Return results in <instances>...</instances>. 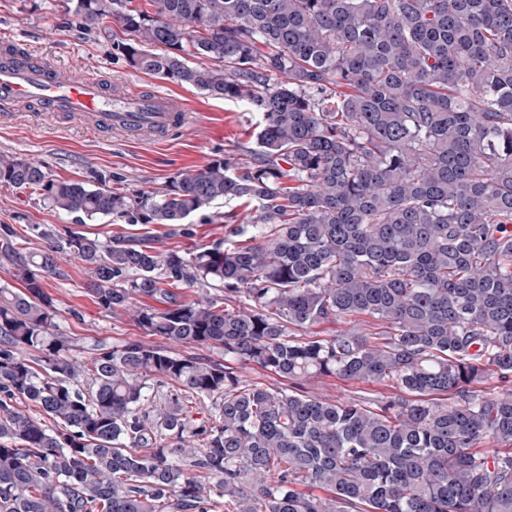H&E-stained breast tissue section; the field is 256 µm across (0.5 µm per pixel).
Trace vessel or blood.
<instances>
[{"label":"vessel or blood","instance_id":"vessel-or-blood-1","mask_svg":"<svg viewBox=\"0 0 512 512\" xmlns=\"http://www.w3.org/2000/svg\"><path fill=\"white\" fill-rule=\"evenodd\" d=\"M18 112H59L109 134L149 131L166 137L188 128L185 104L178 98L98 73L67 75L42 57L0 41V120Z\"/></svg>","mask_w":512,"mask_h":512}]
</instances>
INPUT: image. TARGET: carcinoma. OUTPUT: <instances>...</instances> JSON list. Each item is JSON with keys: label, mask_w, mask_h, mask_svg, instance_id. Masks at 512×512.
<instances>
[{"label": "carcinoma", "mask_w": 512, "mask_h": 512, "mask_svg": "<svg viewBox=\"0 0 512 512\" xmlns=\"http://www.w3.org/2000/svg\"><path fill=\"white\" fill-rule=\"evenodd\" d=\"M69 2L122 28L129 66L259 113L253 162L132 199L0 154V186L81 223L184 224L221 200L255 213L231 231L246 245L187 256L148 236L0 240L23 285H0V512H512V0ZM62 255L101 311L224 360L137 339L79 356L43 291ZM236 363L399 393L368 407ZM167 385L184 396L158 407ZM240 377L248 382H259L272 387H287L291 389L293 380L280 378L278 376L268 374L260 368L253 365L234 364ZM288 384V386H287Z\"/></svg>", "instance_id": "cac0c4a2"}]
</instances>
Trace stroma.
Returning a JSON list of instances; mask_svg holds the SVG:
<instances>
[{
    "label": "stroma",
    "mask_w": 512,
    "mask_h": 512,
    "mask_svg": "<svg viewBox=\"0 0 512 512\" xmlns=\"http://www.w3.org/2000/svg\"><path fill=\"white\" fill-rule=\"evenodd\" d=\"M10 37L31 52L48 58L60 73L82 67L116 80H131L147 88L171 93L196 113L200 122L163 141L95 132L68 116L17 113L0 123V154H12L41 163L57 177L104 184L127 196L157 193L179 170L200 167L215 158H230L244 166L256 147L257 113L236 101H224L136 70L112 49L122 30L111 22L83 26L75 20L66 0H0V36ZM240 201H219L205 214L191 216L186 226L133 225L107 217L76 225L72 216L50 207L38 191L0 187V229L10 228L25 249L41 248L32 225L64 234L80 228L108 240L118 235L149 234L163 237L170 248L193 252L201 245L227 238L229 217L242 215ZM61 273L44 282L46 293L59 311L57 323L79 345L95 341L116 344L140 338V331L120 311L101 312L87 292L88 276L81 261L63 257ZM306 394L332 396L372 404L388 396L390 387L320 376L301 380Z\"/></svg>",
    "instance_id": "stroma-1"
}]
</instances>
